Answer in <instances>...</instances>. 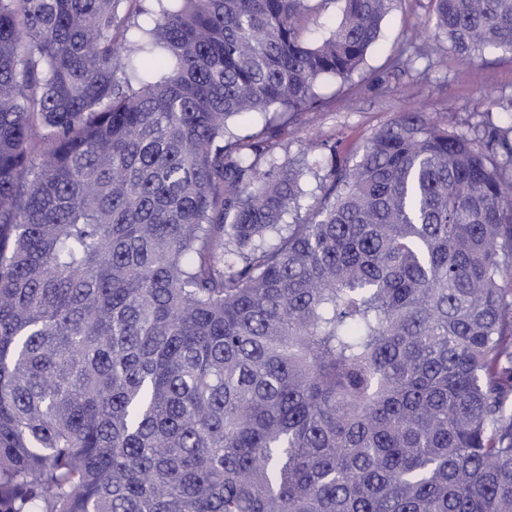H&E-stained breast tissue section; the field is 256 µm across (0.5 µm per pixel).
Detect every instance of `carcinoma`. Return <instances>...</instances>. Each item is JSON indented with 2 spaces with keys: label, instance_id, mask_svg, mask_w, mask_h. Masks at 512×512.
<instances>
[{
  "label": "carcinoma",
  "instance_id": "cac0c4a2",
  "mask_svg": "<svg viewBox=\"0 0 512 512\" xmlns=\"http://www.w3.org/2000/svg\"><path fill=\"white\" fill-rule=\"evenodd\" d=\"M430 2L416 56L512 53V0ZM394 6L0 0V512H512L497 152L229 126L348 82Z\"/></svg>",
  "mask_w": 512,
  "mask_h": 512
}]
</instances>
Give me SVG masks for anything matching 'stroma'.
<instances>
[{
    "label": "stroma",
    "instance_id": "stroma-1",
    "mask_svg": "<svg viewBox=\"0 0 512 512\" xmlns=\"http://www.w3.org/2000/svg\"><path fill=\"white\" fill-rule=\"evenodd\" d=\"M436 37L430 0H398L382 24L381 36L350 86L337 81L318 85V105L305 110L285 128L276 150L279 158L296 156L313 138L336 141L341 156L405 112H423L470 137L487 123L507 126L501 103L512 100V53L486 52L467 60L448 56L442 63L415 59L400 73L389 60L406 46L414 29Z\"/></svg>",
    "mask_w": 512,
    "mask_h": 512
}]
</instances>
